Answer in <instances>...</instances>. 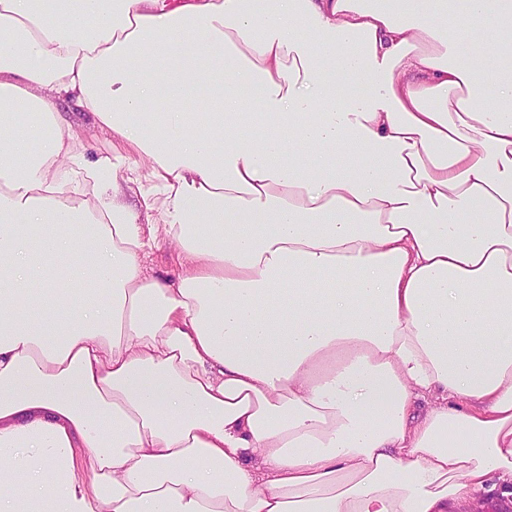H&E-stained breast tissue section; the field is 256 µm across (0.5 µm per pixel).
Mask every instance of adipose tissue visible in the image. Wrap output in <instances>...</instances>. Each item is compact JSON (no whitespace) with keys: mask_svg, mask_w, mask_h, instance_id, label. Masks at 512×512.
Segmentation results:
<instances>
[{"mask_svg":"<svg viewBox=\"0 0 512 512\" xmlns=\"http://www.w3.org/2000/svg\"><path fill=\"white\" fill-rule=\"evenodd\" d=\"M165 242L172 281L146 265ZM493 492L512 0H0V512ZM66 112L69 121L78 128L83 136L87 146V155L94 156L99 152H106L112 149V137L107 133L101 132L94 126L91 112L70 108Z\"/></svg>","mask_w":512,"mask_h":512,"instance_id":"1","label":"adipose tissue"}]
</instances>
